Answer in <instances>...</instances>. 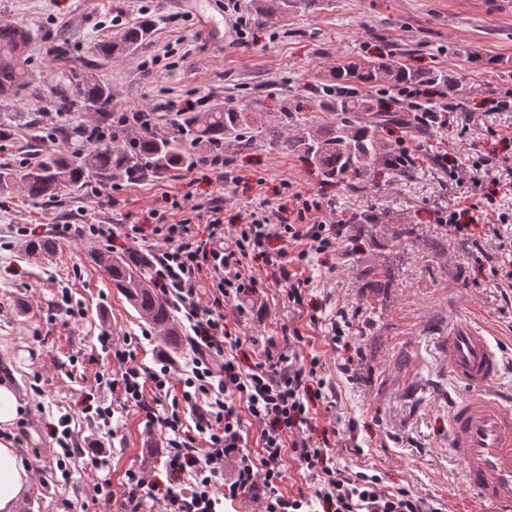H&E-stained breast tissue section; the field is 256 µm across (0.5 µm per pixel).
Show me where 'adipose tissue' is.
<instances>
[{
  "instance_id": "adipose-tissue-1",
  "label": "adipose tissue",
  "mask_w": 512,
  "mask_h": 512,
  "mask_svg": "<svg viewBox=\"0 0 512 512\" xmlns=\"http://www.w3.org/2000/svg\"><path fill=\"white\" fill-rule=\"evenodd\" d=\"M21 414L14 388L0 385V512H17L34 480L31 466L12 441V431Z\"/></svg>"
}]
</instances>
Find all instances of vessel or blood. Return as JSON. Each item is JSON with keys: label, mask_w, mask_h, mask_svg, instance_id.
<instances>
[{"label": "vessel or blood", "mask_w": 512, "mask_h": 512, "mask_svg": "<svg viewBox=\"0 0 512 512\" xmlns=\"http://www.w3.org/2000/svg\"><path fill=\"white\" fill-rule=\"evenodd\" d=\"M445 351L459 389L448 403L449 443L463 485L473 504L512 512V392L495 384L503 371L499 353L476 323L450 325Z\"/></svg>", "instance_id": "b4317fda"}]
</instances>
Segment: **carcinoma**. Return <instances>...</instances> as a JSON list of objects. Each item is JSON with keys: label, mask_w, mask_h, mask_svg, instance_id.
Wrapping results in <instances>:
<instances>
[{"label": "carcinoma", "mask_w": 512, "mask_h": 512, "mask_svg": "<svg viewBox=\"0 0 512 512\" xmlns=\"http://www.w3.org/2000/svg\"><path fill=\"white\" fill-rule=\"evenodd\" d=\"M314 0H250L253 25H265L276 13L302 6L312 7ZM149 31L142 21L128 25L120 36L97 44L100 57L131 53ZM29 32L22 26L0 24V96H16L34 92L32 71L23 57ZM430 87L440 90L450 101L463 98L465 88L460 78L437 69H418L394 56L377 58H336L331 66L314 75L307 91L318 98L326 112L321 119L301 116L291 110L283 112L282 124L266 125L258 114L240 106H226L209 112H182L177 125L192 145L213 146L226 140L248 143L262 134L279 151L306 155L327 177L346 181L354 190L362 189V176L369 163L382 160L395 174L410 178L414 163L407 159L398 166L390 165L377 137V126L350 120L358 114L385 111L379 98L387 89L403 90ZM61 109H67L73 98L85 104L84 122L106 123L112 114L111 89L92 78L76 83H58L53 88ZM20 127L14 117L0 113V142L17 138ZM187 156L183 147L152 133L140 136L135 157L119 149L90 147L82 161L76 162L64 152H45L38 160L21 169L0 166V194L20 188L31 199H54L65 190L78 191L89 182L108 184L123 169L143 163L150 168L167 171L183 166ZM27 249L34 256H52L57 242L49 237L30 240ZM94 262L110 278L140 317L157 333L166 350L175 351L182 343V330L175 322L170 307L150 286L142 266L112 256L109 251L93 253Z\"/></svg>", "instance_id": "obj_1"}]
</instances>
